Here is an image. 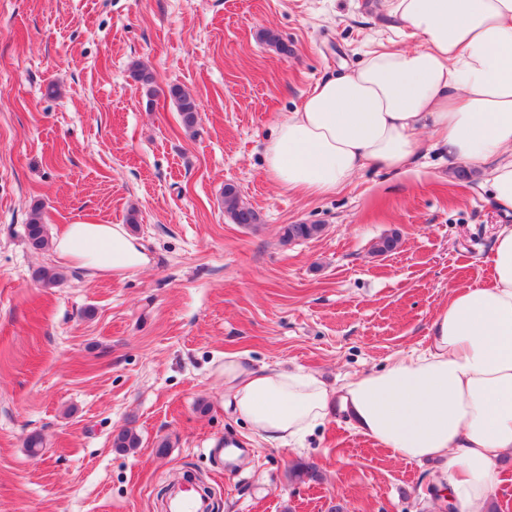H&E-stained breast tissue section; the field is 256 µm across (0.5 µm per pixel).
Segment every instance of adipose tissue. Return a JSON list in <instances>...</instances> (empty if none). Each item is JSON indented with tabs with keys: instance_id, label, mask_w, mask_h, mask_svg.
<instances>
[{
	"instance_id": "adipose-tissue-1",
	"label": "adipose tissue",
	"mask_w": 512,
	"mask_h": 512,
	"mask_svg": "<svg viewBox=\"0 0 512 512\" xmlns=\"http://www.w3.org/2000/svg\"><path fill=\"white\" fill-rule=\"evenodd\" d=\"M418 47L367 52L322 78L264 149L281 189L323 196L375 167L417 173L423 150L481 171V189L512 212V0H386ZM70 266L126 272L149 258L124 225H67L52 242ZM490 286L454 288L430 342L383 369L328 387L302 369L224 359V406L262 441L302 444L331 409L395 459L441 465L460 512H488L512 455V224L499 225Z\"/></svg>"
}]
</instances>
